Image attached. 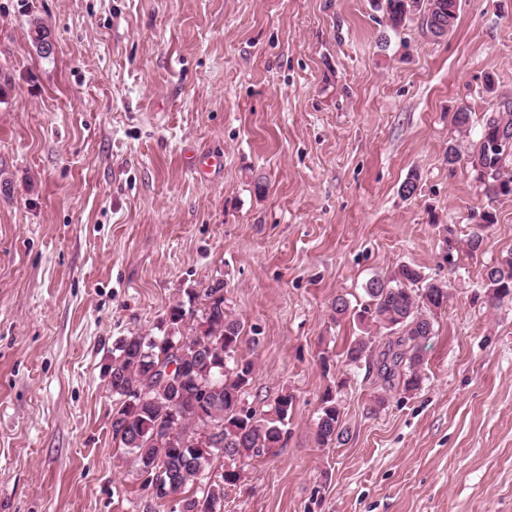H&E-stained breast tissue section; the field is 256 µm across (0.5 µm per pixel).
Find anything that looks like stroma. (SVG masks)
Here are the masks:
<instances>
[{"label": "stroma", "mask_w": 512, "mask_h": 512, "mask_svg": "<svg viewBox=\"0 0 512 512\" xmlns=\"http://www.w3.org/2000/svg\"><path fill=\"white\" fill-rule=\"evenodd\" d=\"M375 3L0 0V512H173L112 440L104 366L217 279L255 363L246 403L294 397L224 512H512V298L488 305L484 282L512 196L445 160L512 99V0H460L441 40ZM199 151L221 170L193 175ZM403 262L449 291L411 393L344 362L359 330L332 309ZM338 380L344 440L321 447Z\"/></svg>", "instance_id": "stroma-1"}]
</instances>
